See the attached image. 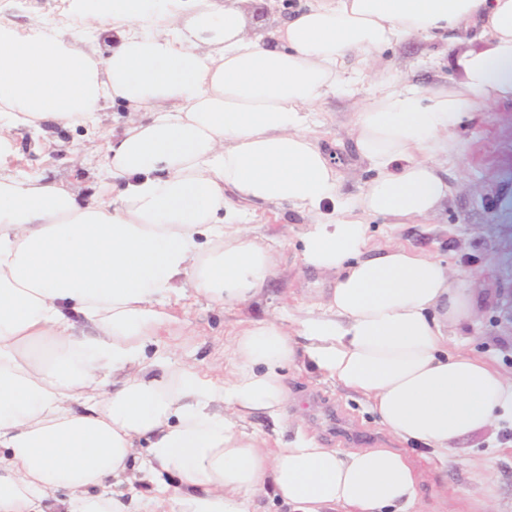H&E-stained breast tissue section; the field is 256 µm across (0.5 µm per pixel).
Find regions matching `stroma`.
I'll use <instances>...</instances> for the list:
<instances>
[{
    "instance_id": "1",
    "label": "stroma",
    "mask_w": 512,
    "mask_h": 512,
    "mask_svg": "<svg viewBox=\"0 0 512 512\" xmlns=\"http://www.w3.org/2000/svg\"><path fill=\"white\" fill-rule=\"evenodd\" d=\"M60 9L61 0H0V18L21 26L54 24ZM450 53L446 43L413 38L385 51L381 64L393 77L412 80L428 91L455 79ZM312 120L337 170L340 194H358L373 173L355 149L351 100L340 95L329 99ZM124 121L122 106H105L86 123L54 129L53 145L45 152L38 148L39 135L20 131L14 138L20 159L10 170L91 190L104 167L103 155L89 156L77 172L69 158L84 145L121 131ZM454 135L460 148L441 160L453 191L438 212L419 224L374 219L368 234L373 244L401 243L470 272L477 313L454 342L512 376V211L504 207L512 199V103L479 106L475 117ZM245 222L277 256V274L262 303L223 311L187 301L185 322L174 326L171 339L175 359L218 376L224 373V347L236 322L277 314L284 305L308 300L334 282L333 276L303 264L301 236L307 226L297 211L263 208L247 212ZM287 375L288 419L301 424L319 444L350 450L394 447V440L356 395L302 364ZM409 453L423 469L416 512H477L483 504L489 512H512V427L491 426L459 439L444 466L431 462L432 451L425 446L410 445Z\"/></svg>"
}]
</instances>
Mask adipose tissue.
Segmentation results:
<instances>
[{"label": "adipose tissue", "mask_w": 512, "mask_h": 512, "mask_svg": "<svg viewBox=\"0 0 512 512\" xmlns=\"http://www.w3.org/2000/svg\"><path fill=\"white\" fill-rule=\"evenodd\" d=\"M248 3L62 0L59 26L0 21V157L12 131L126 112L93 192L0 170V512H257L267 494L285 512H413L404 451L248 430L257 411L285 427L299 362L406 443L445 453L512 423V376L451 344L476 314L468 272L396 243L365 254L367 218L423 221L448 197L452 130L512 102V0H299L257 38ZM449 33L453 86L376 65ZM340 92L373 172L349 199L308 123ZM247 204L300 212L303 262L335 284L250 321L215 378L172 360L171 309L260 302L276 258Z\"/></svg>", "instance_id": "1"}]
</instances>
